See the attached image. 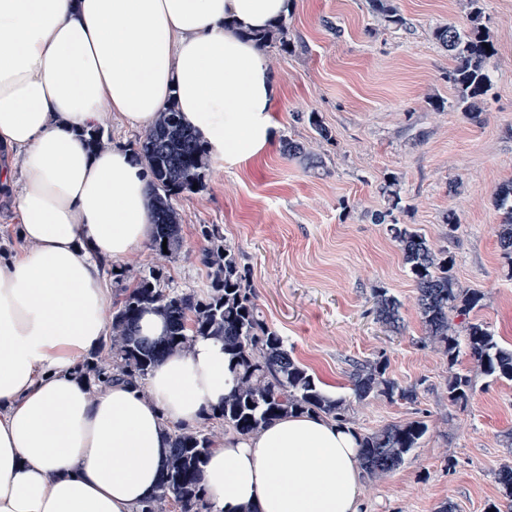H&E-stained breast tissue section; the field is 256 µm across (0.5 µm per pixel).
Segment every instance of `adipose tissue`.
Instances as JSON below:
<instances>
[{
  "label": "adipose tissue",
  "mask_w": 512,
  "mask_h": 512,
  "mask_svg": "<svg viewBox=\"0 0 512 512\" xmlns=\"http://www.w3.org/2000/svg\"><path fill=\"white\" fill-rule=\"evenodd\" d=\"M289 0H0V194L23 248L0 263V512H138L158 489L175 426L234 384L220 340L152 370L145 388L93 387L80 360L104 343L112 298L98 262L154 232L150 174L129 148L90 151L114 114L149 128L169 101L212 161L273 137L279 83L249 40ZM359 441L306 414L217 440L201 484L216 512H360Z\"/></svg>",
  "instance_id": "adipose-tissue-1"
}]
</instances>
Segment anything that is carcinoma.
Segmentation results:
<instances>
[{"mask_svg":"<svg viewBox=\"0 0 512 512\" xmlns=\"http://www.w3.org/2000/svg\"><path fill=\"white\" fill-rule=\"evenodd\" d=\"M481 2L467 0V26L446 25L434 32L435 39L455 62L448 71V82L457 92V104L476 120L481 116V100L491 89L487 63L495 54L494 43L483 24ZM369 6L385 22L404 24L393 0H369ZM252 40L261 49L274 42L287 47L284 21L252 35ZM132 152L151 175L155 226L152 246L160 256L166 252L173 254L182 245L180 215L173 198L195 192V184L200 190L205 187L210 165L207 148L184 125L172 103L159 113ZM281 152L287 158H305L311 168L321 166L320 161L306 155L302 145L290 139L282 142ZM495 202L504 214L497 229L499 244L512 266V184L498 189ZM389 231L417 290L425 340L442 348L452 363L459 355L460 342L448 313L467 314L479 305L481 295L458 285L451 273L452 260L435 251L424 235L395 221L390 223ZM200 238L201 262L210 279V290L203 298L159 287L158 274L154 272L133 277L126 267L117 274L120 281L132 279V286L122 289L123 297L112 312L111 357L87 363L94 380L106 383L124 378L142 386L157 362L172 353L187 351L197 336H210L224 341V353L235 365L237 374L235 386L224 396V406L208 416L224 426V431L247 438L292 412L350 424L346 399L325 391L320 381L294 359L284 337L259 314L249 273L224 241L219 225H202ZM371 295L376 320L391 331L400 330L399 300L380 286L372 288ZM147 311L157 313L165 321L167 331L162 338L149 340L138 335L137 322ZM464 329L467 355L480 371L512 381V349L501 346L481 323H468ZM349 381L359 400L395 393L403 399L414 395L412 389L398 388L386 376L385 362L378 359L355 362ZM471 387L470 376L451 373L448 400L466 401ZM426 432L425 422L411 420L358 434L362 470L376 477L398 469ZM213 444L210 433L178 428L157 494L141 512H166L170 502L179 512H212V504L200 483V466Z\"/></svg>","mask_w":512,"mask_h":512,"instance_id":"cac0c4a2","label":"carcinoma"}]
</instances>
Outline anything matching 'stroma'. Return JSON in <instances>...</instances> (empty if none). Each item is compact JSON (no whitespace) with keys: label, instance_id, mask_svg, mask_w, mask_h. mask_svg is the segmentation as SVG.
<instances>
[{"label":"stroma","instance_id":"obj_1","mask_svg":"<svg viewBox=\"0 0 512 512\" xmlns=\"http://www.w3.org/2000/svg\"><path fill=\"white\" fill-rule=\"evenodd\" d=\"M407 25L372 14L368 0H291L289 49L263 55L280 85L270 120L274 137L258 156L212 163L206 187L174 201L182 247L171 257L143 244L125 259L140 273L159 270L166 289L204 294L199 227L220 225L248 267L255 302L294 357L332 395L345 398L358 432L424 421L427 432L396 471L363 477L362 512H489L505 507L497 481L512 465V382L481 373L466 354L456 362L423 344L416 291L387 225L377 214L422 233L447 254L464 288L481 305L453 323L482 322L512 346V265L499 249L503 214L497 189L512 181V0H483L496 53L492 88L480 119L455 104L454 66L436 28L467 23V0H394ZM315 112L330 130L322 139L306 121ZM293 139L322 160L318 169L281 154ZM396 177L401 207L390 210L381 187ZM459 227L449 231L448 212ZM401 302L402 328L375 320L372 286ZM380 359L411 400L376 395L357 400L348 376L354 362ZM473 387L451 403L450 371Z\"/></svg>","mask_w":512,"mask_h":512}]
</instances>
